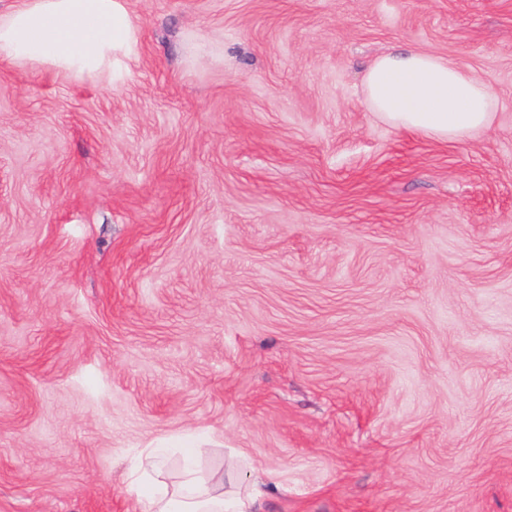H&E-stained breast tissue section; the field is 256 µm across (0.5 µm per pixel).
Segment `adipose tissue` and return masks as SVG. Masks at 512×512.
<instances>
[{"label":"adipose tissue","instance_id":"ef3b65f1","mask_svg":"<svg viewBox=\"0 0 512 512\" xmlns=\"http://www.w3.org/2000/svg\"><path fill=\"white\" fill-rule=\"evenodd\" d=\"M136 44L132 20L121 0H19L0 14V62H47L90 73L118 50ZM364 86L373 111L391 125L443 141H456L487 127L497 102L490 88L448 58L402 50L374 60ZM203 448H186L180 488L160 477L165 451L143 449L128 468L126 490L142 512H249L250 495L225 492L199 475Z\"/></svg>","mask_w":512,"mask_h":512}]
</instances>
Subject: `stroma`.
Wrapping results in <instances>:
<instances>
[{
  "mask_svg": "<svg viewBox=\"0 0 512 512\" xmlns=\"http://www.w3.org/2000/svg\"><path fill=\"white\" fill-rule=\"evenodd\" d=\"M133 54L0 63V512H133L166 441L254 512H512V0H122ZM498 98L396 128L382 54ZM364 86L373 112L391 125L456 141L487 127L497 102L490 88L448 58L402 50L374 60Z\"/></svg>",
  "mask_w": 512,
  "mask_h": 512,
  "instance_id": "stroma-1",
  "label": "stroma"
}]
</instances>
